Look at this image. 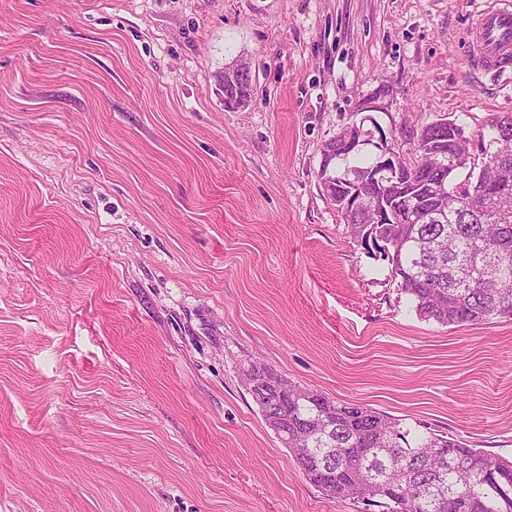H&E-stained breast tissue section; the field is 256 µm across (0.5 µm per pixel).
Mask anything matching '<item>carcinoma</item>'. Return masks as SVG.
<instances>
[{"label": "carcinoma", "instance_id": "1", "mask_svg": "<svg viewBox=\"0 0 512 512\" xmlns=\"http://www.w3.org/2000/svg\"><path fill=\"white\" fill-rule=\"evenodd\" d=\"M252 97L247 80L224 84L226 109L243 108ZM486 129L489 144L482 151L498 160L477 165L457 122L422 127L416 155L423 165L442 149L463 163L409 175L389 190L371 182L382 157L350 150L348 129L321 150L324 168L336 177L322 194L346 232L381 251L397 294L420 318L445 326L512 320V113L492 114ZM442 181L446 194L434 189ZM356 186L366 195L360 211L345 204ZM407 195L420 197L423 209H447L452 216L443 224L365 223L363 211ZM270 369L252 359L237 365L266 425L326 497L357 499L378 512H512V460L364 405L333 401L280 373L268 381Z\"/></svg>", "mask_w": 512, "mask_h": 512}]
</instances>
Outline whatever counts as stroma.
<instances>
[{"instance_id":"1","label":"stroma","mask_w":512,"mask_h":512,"mask_svg":"<svg viewBox=\"0 0 512 512\" xmlns=\"http://www.w3.org/2000/svg\"><path fill=\"white\" fill-rule=\"evenodd\" d=\"M476 11L0 0V512H364L307 480L246 358L512 458V320L421 319L317 184L358 121L407 151L448 118L480 159L512 73L477 69ZM252 83L248 80L238 79L237 83L225 82L224 84V107L235 110L243 108L252 101L253 97Z\"/></svg>"}]
</instances>
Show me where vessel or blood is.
<instances>
[{"label":"vessel or blood","mask_w":512,"mask_h":512,"mask_svg":"<svg viewBox=\"0 0 512 512\" xmlns=\"http://www.w3.org/2000/svg\"><path fill=\"white\" fill-rule=\"evenodd\" d=\"M475 33L485 69L503 72L512 67V0H486Z\"/></svg>","instance_id":"vessel-or-blood-1"}]
</instances>
